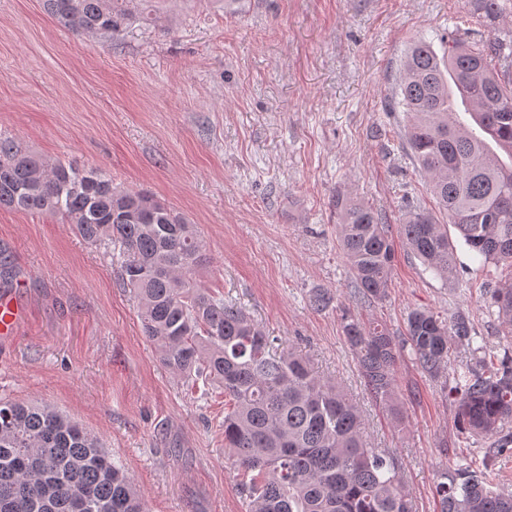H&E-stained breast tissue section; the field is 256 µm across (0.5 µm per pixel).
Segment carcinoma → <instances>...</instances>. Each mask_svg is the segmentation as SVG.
<instances>
[{"mask_svg":"<svg viewBox=\"0 0 512 512\" xmlns=\"http://www.w3.org/2000/svg\"><path fill=\"white\" fill-rule=\"evenodd\" d=\"M127 0H44L48 14L79 33H110ZM490 25L512 0H468ZM441 50L420 39L402 61L399 105L407 147L446 218L415 213L401 225L405 245L441 278L457 249L512 269V35L476 52L453 36ZM468 114L474 126L459 118ZM0 208L60 217L90 243L115 240L126 252L122 275L145 336L162 367L193 391L224 393V450L247 474L248 512H415L385 453L367 446L362 417L335 383L317 376L296 350L239 307L224 304L195 278L207 262L194 225L149 191H129L102 169L49 163L0 138ZM339 241L361 301L391 286L394 241L370 205L336 194ZM498 319L512 326V279L492 289ZM347 341L372 393L394 394L405 349L425 372L452 371L448 395L460 427L493 436L512 418V356L479 346L463 371L452 365L474 337L466 320L431 310L408 314L406 336L351 318ZM488 463L440 474L439 512H512V491L492 488ZM145 512L140 491L79 423L43 405L0 401V512Z\"/></svg>","mask_w":512,"mask_h":512,"instance_id":"carcinoma-1","label":"carcinoma"}]
</instances>
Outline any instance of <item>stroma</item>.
<instances>
[{"label": "stroma", "mask_w": 512, "mask_h": 512, "mask_svg": "<svg viewBox=\"0 0 512 512\" xmlns=\"http://www.w3.org/2000/svg\"><path fill=\"white\" fill-rule=\"evenodd\" d=\"M151 21L75 34L43 0H0V137L49 161L101 168L195 224L197 280L245 308L281 347L335 381L372 447L394 457L416 512H438L439 475L482 462L491 439L461 432L444 378L411 355L392 401L364 385L344 315L406 333L415 309L463 316L475 345L512 343L490 289L507 270L458 246L452 277L395 245L385 299L357 304L336 230V195L399 230L436 211L391 103L419 38L482 50L497 30L465 0H151ZM122 248L60 219L0 209V295L25 311L0 341V399L48 405L97 437L145 512H247L224 450V397L187 393L163 369L120 276ZM322 292L330 305L315 310Z\"/></svg>", "instance_id": "obj_1"}]
</instances>
